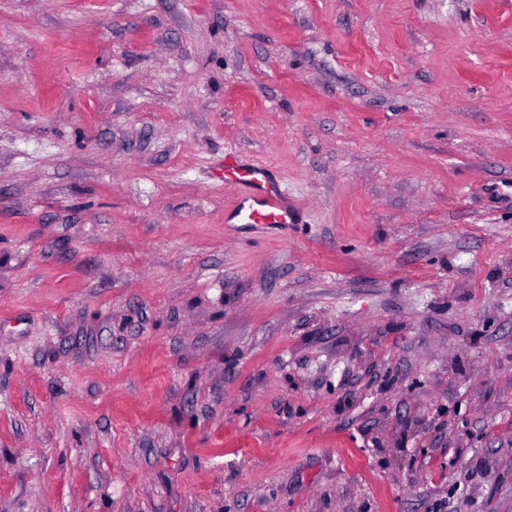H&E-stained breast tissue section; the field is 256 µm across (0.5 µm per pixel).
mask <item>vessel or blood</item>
<instances>
[{"label":"vessel or blood","instance_id":"b4317fda","mask_svg":"<svg viewBox=\"0 0 512 512\" xmlns=\"http://www.w3.org/2000/svg\"><path fill=\"white\" fill-rule=\"evenodd\" d=\"M222 177L236 189V199L227 210L229 224H292L297 206L289 201L272 167L264 162H241L236 154L224 157Z\"/></svg>","mask_w":512,"mask_h":512}]
</instances>
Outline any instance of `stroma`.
<instances>
[{
  "instance_id": "obj_1",
  "label": "stroma",
  "mask_w": 512,
  "mask_h": 512,
  "mask_svg": "<svg viewBox=\"0 0 512 512\" xmlns=\"http://www.w3.org/2000/svg\"><path fill=\"white\" fill-rule=\"evenodd\" d=\"M508 176L512 0H0V512H512ZM224 185L236 188V199L227 210L228 224H295L298 207L288 200L272 166L260 161L243 163L234 153L224 155Z\"/></svg>"
}]
</instances>
